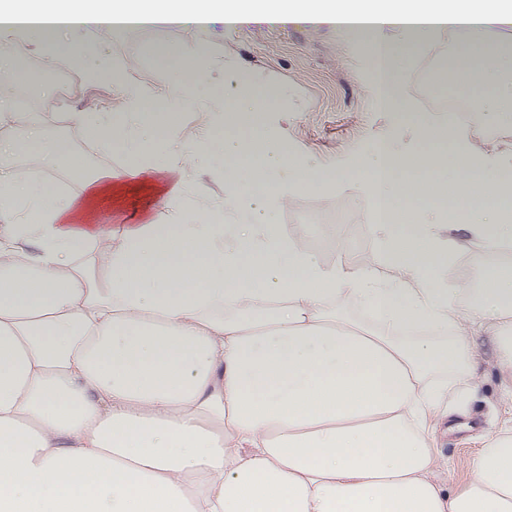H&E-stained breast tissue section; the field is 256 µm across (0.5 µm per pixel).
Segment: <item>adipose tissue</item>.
<instances>
[{
	"label": "adipose tissue",
	"mask_w": 512,
	"mask_h": 512,
	"mask_svg": "<svg viewBox=\"0 0 512 512\" xmlns=\"http://www.w3.org/2000/svg\"><path fill=\"white\" fill-rule=\"evenodd\" d=\"M257 11L364 36L377 103L405 119L394 74L449 31L458 47L436 85L512 112V88L489 79L508 62L512 0H0V35L95 80L93 32ZM75 31L88 40L68 41ZM213 64L208 46L184 48L148 104L112 72L122 111L68 115L97 151L126 157L89 174L13 111L19 67L0 52V123L29 127L0 139V512H512V428L453 494L430 436L467 417L451 399L479 386L480 343L512 374V262L473 283L453 257L462 235L512 245V147L474 164L428 119L413 120L415 150L379 142L348 173L374 203L379 265H330L276 216L335 176L272 138L282 90L243 83L227 98ZM191 107L224 115L206 156L224 171L228 218L201 198L169 224H94L132 190L181 195L196 155L172 131ZM35 148L81 174L84 195L15 178ZM344 295L372 328L336 316Z\"/></svg>",
	"instance_id": "adipose-tissue-1"
}]
</instances>
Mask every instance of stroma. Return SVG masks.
<instances>
[{"instance_id": "obj_1", "label": "stroma", "mask_w": 512, "mask_h": 512, "mask_svg": "<svg viewBox=\"0 0 512 512\" xmlns=\"http://www.w3.org/2000/svg\"><path fill=\"white\" fill-rule=\"evenodd\" d=\"M195 44L208 45L214 57L222 61V69L213 71L212 77L224 83L226 94H233L243 76L259 88H284L285 97L269 115L276 136L288 140L293 151L314 168L339 175V182L330 191L297 195L279 208V224H300L306 239H315L326 230L320 224L301 223V215L339 204L358 209L366 204V188L348 181L346 175L375 143L388 140L403 150L417 146L408 123L396 113L380 110L371 88L369 55L361 39L345 35L330 23L290 22L269 12H257L230 28L217 16L203 26L188 21L178 26L123 30L112 33L101 45L97 62L110 70L122 68L126 88L150 98L163 88L174 64L170 50ZM56 66L70 82L64 104L55 105L58 116L83 111L90 103L101 112L121 111V99L114 93L111 80L87 82L69 62L60 60ZM486 109L496 112L495 121L483 118L475 125L457 123L452 127L454 139L464 143L475 163L496 157L498 151L512 144V114L497 112L492 102ZM208 123L206 111L193 108L173 130L174 139L197 155L195 168L183 173L182 196L169 201L161 197L146 208L142 205L143 192L135 191L127 194L119 214L111 201H104L97 223L117 227L154 219L166 224L196 196L223 203L224 176L206 161ZM331 232L345 246V262L355 264L364 253L367 266H377L378 246L370 225L339 224ZM481 354L480 386L466 397L476 427L453 432L441 425L432 433L452 493L469 480L485 437L512 427V400L503 392L504 384L512 379L501 373L490 349H482Z\"/></svg>"}]
</instances>
